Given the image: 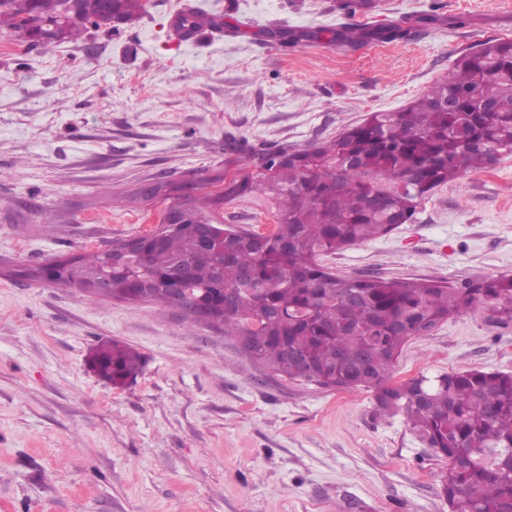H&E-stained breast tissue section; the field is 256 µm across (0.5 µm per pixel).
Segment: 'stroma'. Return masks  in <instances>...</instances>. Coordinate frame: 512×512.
I'll return each mask as SVG.
<instances>
[{
  "mask_svg": "<svg viewBox=\"0 0 512 512\" xmlns=\"http://www.w3.org/2000/svg\"><path fill=\"white\" fill-rule=\"evenodd\" d=\"M139 20L85 42L22 47L0 32V512H450L443 462L371 390H329L252 363L180 311L91 301L15 266L143 235L147 184L219 179L224 141L300 150L447 77L466 50L512 38V0H143ZM223 29L179 43L177 9ZM434 12L417 35L356 49L337 26ZM466 18L463 26L454 25ZM268 23L300 33L281 46ZM343 276L456 283L512 276V154L438 187L415 219L323 257ZM144 369L112 387L89 366L105 340ZM512 373V322L484 308L412 338L395 382Z\"/></svg>",
  "mask_w": 512,
  "mask_h": 512,
  "instance_id": "obj_1",
  "label": "stroma"
}]
</instances>
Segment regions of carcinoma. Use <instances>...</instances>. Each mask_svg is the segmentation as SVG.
<instances>
[{
    "instance_id": "obj_1",
    "label": "carcinoma",
    "mask_w": 512,
    "mask_h": 512,
    "mask_svg": "<svg viewBox=\"0 0 512 512\" xmlns=\"http://www.w3.org/2000/svg\"><path fill=\"white\" fill-rule=\"evenodd\" d=\"M143 9L142 0H122L123 22ZM21 15L38 23L37 44L44 47L76 42L91 28L115 29L107 0H0V29L19 44L31 38ZM183 22L200 32L219 29L199 7L188 9ZM403 34L396 24L339 27L334 41L361 46ZM511 153L512 39H488L406 107L373 112L329 142L302 150L230 148L228 164L257 173L225 177L221 192L185 197L179 185L140 189L145 202L164 191L197 223L224 225V248L204 246L182 229L158 241L144 234L133 259L146 287H136L128 259L117 260L112 297L173 308L160 282L180 265L188 270L191 302L236 293L213 327L235 339L252 337L256 362L320 388L375 390L380 410L404 415L446 460L438 483L449 507L512 512V374L473 369L390 382L403 346L426 328L477 306L512 322V277L457 284L351 277L320 263L323 255L413 221L435 188ZM259 190L273 203L272 230L224 223V205ZM74 260L68 288L83 287L77 278L88 280L105 265L100 250ZM90 363L114 387L143 370L141 354L118 340L98 344Z\"/></svg>"
}]
</instances>
